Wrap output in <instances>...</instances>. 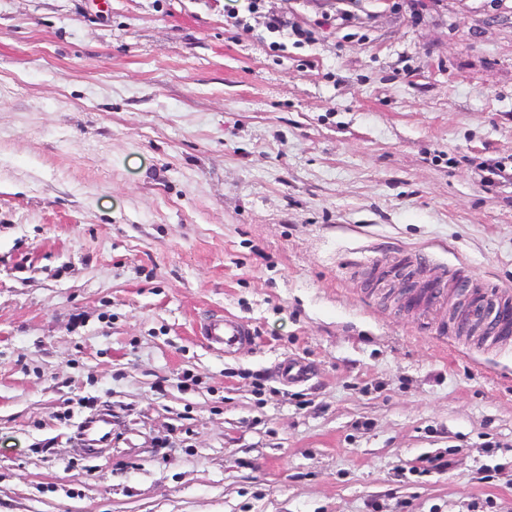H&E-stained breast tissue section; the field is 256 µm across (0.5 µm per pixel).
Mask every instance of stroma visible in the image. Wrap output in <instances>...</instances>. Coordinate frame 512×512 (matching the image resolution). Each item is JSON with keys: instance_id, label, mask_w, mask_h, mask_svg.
Returning a JSON list of instances; mask_svg holds the SVG:
<instances>
[{"instance_id": "35a3bbf8", "label": "stroma", "mask_w": 512, "mask_h": 512, "mask_svg": "<svg viewBox=\"0 0 512 512\" xmlns=\"http://www.w3.org/2000/svg\"><path fill=\"white\" fill-rule=\"evenodd\" d=\"M248 3L0 0V512H512V0ZM448 269H445L442 276L430 275L427 279L422 293L414 300L409 299L408 303L416 308L424 317L430 316L433 312L445 307L448 298ZM469 282V289L474 296L469 319L481 317L486 313L490 306L486 305L483 300L492 304L495 307V311L501 312L504 316L500 323L493 325V327L488 330V336L491 338L492 343L496 345L508 342L510 334L512 335V324H510V317H508L510 313L509 310L512 308V302L510 307L509 298L507 296L500 290L490 289V287L486 286L477 278L471 277L469 278ZM201 335L210 346L224 350L225 354H233L253 340L251 329L243 321L229 315L208 321L201 328ZM111 423L112 417L108 414L91 416L83 422L81 427L82 442L88 452L100 451L109 445Z\"/></svg>"}]
</instances>
